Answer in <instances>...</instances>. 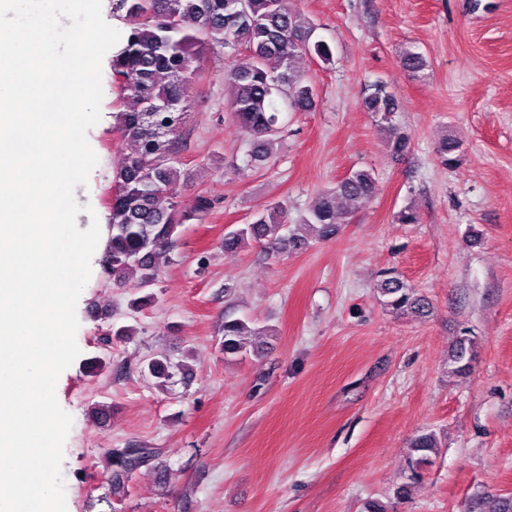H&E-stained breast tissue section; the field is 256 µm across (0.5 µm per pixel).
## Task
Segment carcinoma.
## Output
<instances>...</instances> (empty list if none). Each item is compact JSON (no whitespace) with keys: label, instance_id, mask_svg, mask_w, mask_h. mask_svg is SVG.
<instances>
[{"label":"carcinoma","instance_id":"cac0c4a2","mask_svg":"<svg viewBox=\"0 0 512 512\" xmlns=\"http://www.w3.org/2000/svg\"><path fill=\"white\" fill-rule=\"evenodd\" d=\"M114 10L129 32L112 55V84L116 102V130L135 146L134 152L118 162L112 179L109 206V239L102 268L115 285L136 276L147 287L157 281L161 266L170 262V248L186 220L177 198L181 192V165L177 133L181 112L196 81L203 52L215 44L230 42L245 52L230 56L225 76L224 104L240 128L257 142L258 150L249 163L265 161L280 133L275 97L284 95L289 106L305 110L313 105L315 90L301 74L306 58L333 64V50L325 41L310 42L311 28L288 0H247L246 10L236 0H116ZM402 67L417 73L426 67L419 53L407 51ZM369 112L388 124L387 147L395 154L407 148V137L393 125L394 97L377 84L364 99ZM460 144L441 138L437 155L447 167L460 160ZM370 169H356L321 194L297 224L288 223V209L282 205L258 210L253 221L224 236V251L235 252L242 244L264 241L277 252L298 250L307 245L302 228L315 227L323 238L336 234L348 211L367 204L374 191ZM382 304L396 314L423 316L429 300L407 287L390 270L383 272L377 288ZM246 324L224 319V360L241 353V336ZM472 347L459 341L450 355L453 372L470 367ZM147 375L169 383L180 366L168 358H153ZM409 480L431 465L438 445L433 433L412 442ZM154 456L151 448H118L109 452L113 466L112 487L116 494L125 489V479Z\"/></svg>","mask_w":512,"mask_h":512}]
</instances>
